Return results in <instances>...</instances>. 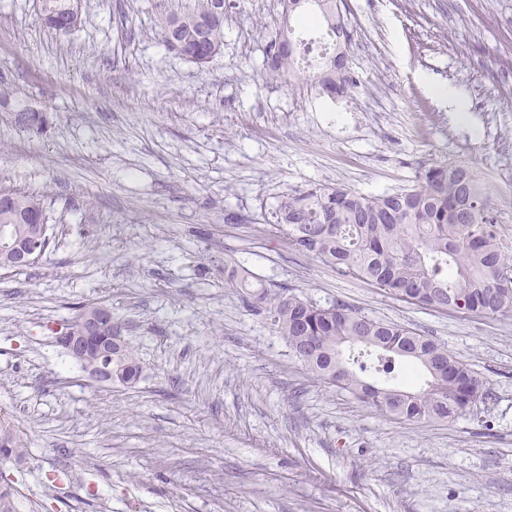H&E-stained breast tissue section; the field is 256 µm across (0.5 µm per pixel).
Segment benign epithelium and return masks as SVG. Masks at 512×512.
<instances>
[{
  "label": "benign epithelium",
  "instance_id": "7a95c632",
  "mask_svg": "<svg viewBox=\"0 0 512 512\" xmlns=\"http://www.w3.org/2000/svg\"><path fill=\"white\" fill-rule=\"evenodd\" d=\"M43 225L28 224L18 234L11 226L0 227V260L12 269L32 266L43 254ZM66 353L84 365L89 378L106 384L118 382L112 371V355L119 354L125 342L118 326L112 324V311L105 305L84 308L65 325L59 337Z\"/></svg>",
  "mask_w": 512,
  "mask_h": 512
}]
</instances>
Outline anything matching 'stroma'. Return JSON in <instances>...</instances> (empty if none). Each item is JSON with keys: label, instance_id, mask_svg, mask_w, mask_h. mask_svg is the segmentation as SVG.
Here are the masks:
<instances>
[{"label": "stroma", "instance_id": "1", "mask_svg": "<svg viewBox=\"0 0 512 512\" xmlns=\"http://www.w3.org/2000/svg\"><path fill=\"white\" fill-rule=\"evenodd\" d=\"M184 2L80 0L64 35L39 0H0V187L42 195L50 238L0 269V427L23 441L0 490L17 512H512V316L407 303L264 231L283 194L381 195L443 161L478 172L512 237V0H345L355 85L335 112L263 74L282 5L224 0L202 71L161 37ZM228 265L430 336L487 399L420 423L324 385ZM95 303L139 361L131 386L90 381L59 342Z\"/></svg>", "mask_w": 512, "mask_h": 512}]
</instances>
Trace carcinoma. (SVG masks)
I'll use <instances>...</instances> for the list:
<instances>
[{"label":"carcinoma","mask_w":512,"mask_h":512,"mask_svg":"<svg viewBox=\"0 0 512 512\" xmlns=\"http://www.w3.org/2000/svg\"><path fill=\"white\" fill-rule=\"evenodd\" d=\"M216 0H189L162 15L166 46L203 69L224 50V17ZM43 23L67 33L81 23L74 0H39ZM278 32L264 51V71H295V53L276 51ZM306 80L329 97L353 86L347 66L323 61ZM12 205L0 208L1 224H26L43 213L39 196L8 190ZM266 231L288 248L342 278L365 281L423 308L463 314L512 315V238L502 233L489 195L470 167L435 162L417 184L390 194L364 195L318 184L286 194L271 212ZM225 284L252 301L283 336L295 357L321 382L349 392L383 414L412 422H450L487 395L470 367L427 336L376 320L339 302L318 304L284 286L268 287L244 267L227 270ZM124 382L140 375L134 353L116 358ZM384 378L383 393L365 381Z\"/></svg>","instance_id":"carcinoma-1"}]
</instances>
